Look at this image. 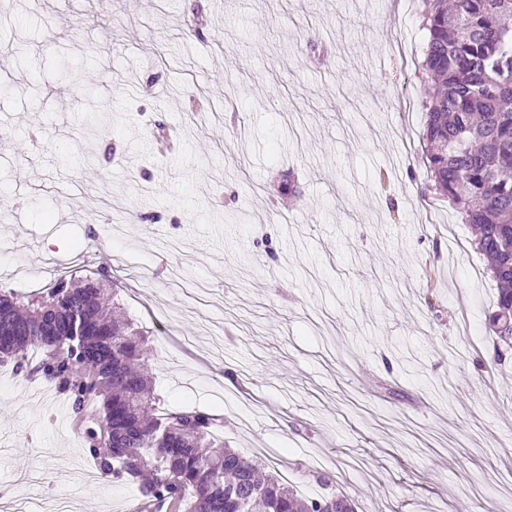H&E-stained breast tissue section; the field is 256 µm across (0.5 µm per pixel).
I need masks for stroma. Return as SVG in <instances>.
<instances>
[{
  "label": "stroma",
  "mask_w": 512,
  "mask_h": 512,
  "mask_svg": "<svg viewBox=\"0 0 512 512\" xmlns=\"http://www.w3.org/2000/svg\"><path fill=\"white\" fill-rule=\"evenodd\" d=\"M424 0H0V289L109 278L165 407L358 512H512V349L424 154ZM121 119L86 125L80 86ZM0 362V512H129Z\"/></svg>",
  "instance_id": "35a3bbf8"
}]
</instances>
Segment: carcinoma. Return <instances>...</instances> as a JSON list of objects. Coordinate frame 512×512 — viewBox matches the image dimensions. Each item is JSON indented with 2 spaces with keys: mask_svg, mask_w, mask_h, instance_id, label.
Masks as SVG:
<instances>
[{
  "mask_svg": "<svg viewBox=\"0 0 512 512\" xmlns=\"http://www.w3.org/2000/svg\"><path fill=\"white\" fill-rule=\"evenodd\" d=\"M422 67L434 80L423 141L435 189L448 198L497 284L495 335L512 338V0H425ZM117 297L101 278H59L47 295L21 300L0 293V356L28 376V351L53 355L36 372L68 397L83 423L88 451L102 476L117 481L142 471L145 498L186 512H355L336 493L314 497L249 459L216 435L218 418L169 412L148 378L143 333L126 317L109 319ZM102 400L100 414L89 402Z\"/></svg>",
  "mask_w": 512,
  "mask_h": 512,
  "instance_id": "carcinoma-1",
  "label": "carcinoma"
}]
</instances>
